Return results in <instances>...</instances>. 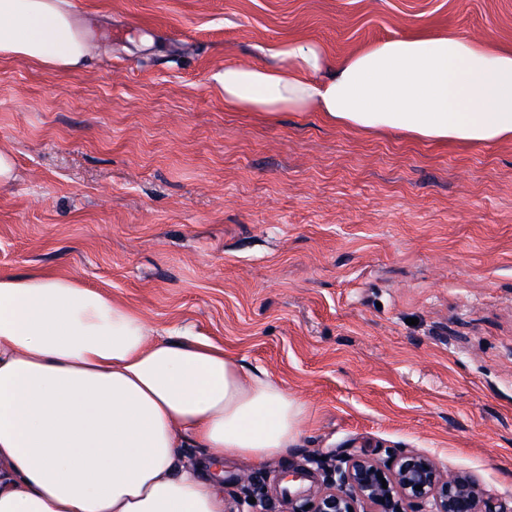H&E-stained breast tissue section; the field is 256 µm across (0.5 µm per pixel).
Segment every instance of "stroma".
Segmentation results:
<instances>
[{
  "instance_id": "stroma-1",
  "label": "stroma",
  "mask_w": 512,
  "mask_h": 512,
  "mask_svg": "<svg viewBox=\"0 0 512 512\" xmlns=\"http://www.w3.org/2000/svg\"><path fill=\"white\" fill-rule=\"evenodd\" d=\"M77 71L0 59V272L53 269L190 330L309 408L288 453L225 457L292 512L321 460L404 451L512 512V141L433 145L228 110L226 64L426 31L512 44V0H68Z\"/></svg>"
}]
</instances>
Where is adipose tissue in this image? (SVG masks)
Instances as JSON below:
<instances>
[{"label": "adipose tissue", "instance_id": "adipose-tissue-1", "mask_svg": "<svg viewBox=\"0 0 512 512\" xmlns=\"http://www.w3.org/2000/svg\"><path fill=\"white\" fill-rule=\"evenodd\" d=\"M280 67L213 75L228 109L318 112L432 143L512 140V46L457 33L385 40L342 59L275 41ZM0 57L80 69L86 41L61 0H0ZM308 408L265 372L184 333L154 334L110 292L57 271L0 274V512H224L185 445L264 465Z\"/></svg>", "mask_w": 512, "mask_h": 512}]
</instances>
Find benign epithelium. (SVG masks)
Wrapping results in <instances>:
<instances>
[{
	"instance_id": "benign-epithelium-1",
	"label": "benign epithelium",
	"mask_w": 512,
	"mask_h": 512,
	"mask_svg": "<svg viewBox=\"0 0 512 512\" xmlns=\"http://www.w3.org/2000/svg\"><path fill=\"white\" fill-rule=\"evenodd\" d=\"M422 489L417 490L415 486ZM293 512H497L470 477L432 458L402 452L391 463L349 454L330 465L329 478Z\"/></svg>"
}]
</instances>
